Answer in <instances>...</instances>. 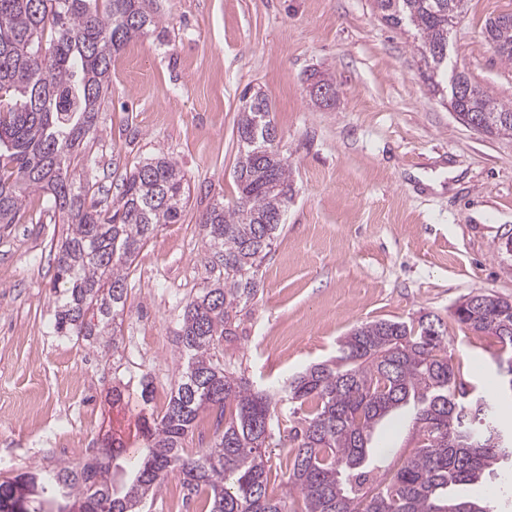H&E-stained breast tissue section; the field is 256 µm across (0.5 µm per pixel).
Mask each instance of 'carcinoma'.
I'll list each match as a JSON object with an SVG mask.
<instances>
[{"label": "carcinoma", "mask_w": 512, "mask_h": 512, "mask_svg": "<svg viewBox=\"0 0 512 512\" xmlns=\"http://www.w3.org/2000/svg\"><path fill=\"white\" fill-rule=\"evenodd\" d=\"M381 19L407 27L424 62L429 91L490 136L512 135V104L476 88L454 96L448 84V19L459 0H373ZM156 0H0V224H16L32 193L40 211L67 224L55 255L54 331L94 347L119 349L117 328L128 300L125 270L160 228L178 224L189 184L177 163L151 158L122 179L112 210L87 205L89 184L71 168L100 120L112 57L159 25ZM485 38L512 65V14L490 19ZM268 100L253 94L237 122L238 198L218 202L199 224L214 276L186 303L178 333L185 361L161 417L143 422L133 478L117 493L107 444L83 466L59 465L0 482V512H13L18 485L37 497L33 512L61 499L82 512H144L165 477L177 473L201 512H288L268 492V439L277 403L236 378L220 357L241 313L259 290L258 275L282 230L293 196L288 158L268 136ZM454 320L492 336L507 354L498 393L479 396L448 355L441 320L366 322L337 341L336 356L288 379L283 402L305 410L289 430L284 466L300 512H494L491 501L455 494L512 461V433L498 406L512 395V301L470 295ZM410 405L417 445L401 461L372 444L379 422ZM216 416L215 437L197 455L183 444L199 415Z\"/></svg>", "instance_id": "carcinoma-1"}]
</instances>
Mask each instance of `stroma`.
Listing matches in <instances>:
<instances>
[{"label": "stroma", "mask_w": 512, "mask_h": 512, "mask_svg": "<svg viewBox=\"0 0 512 512\" xmlns=\"http://www.w3.org/2000/svg\"><path fill=\"white\" fill-rule=\"evenodd\" d=\"M159 34L112 58L101 118L75 178L112 206L127 171L150 158L177 163L191 196L181 223L160 229L127 271L119 351L53 330L58 215L0 226V481L91 461L119 439L115 482L143 441L139 413L162 410L182 367L183 308L208 277L198 219L237 195L236 124L246 89L271 104L293 198L263 263L258 293L224 343L235 376L281 398L289 377L336 354L362 322L432 314L465 380L496 391L498 345L452 317L477 292L512 300V137L463 125L425 85L410 33L385 24L373 0H158ZM512 0H469L450 59L473 83L512 102V66L482 31ZM322 73L336 102L315 103ZM146 339L135 350L131 337ZM86 390L70 395L75 376ZM155 398L143 402L140 379ZM124 393L113 403L112 387ZM376 440L395 457L415 446L408 410Z\"/></svg>", "instance_id": "1"}]
</instances>
